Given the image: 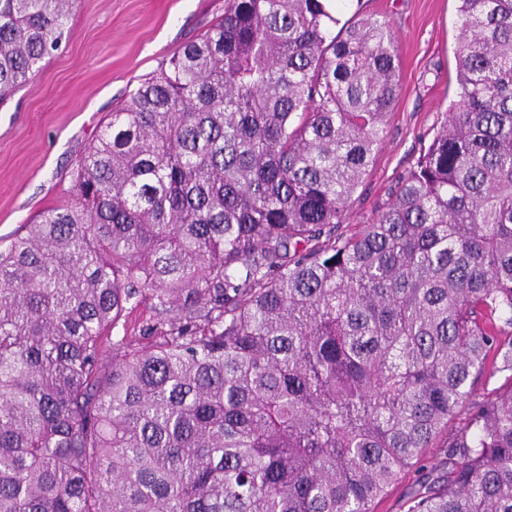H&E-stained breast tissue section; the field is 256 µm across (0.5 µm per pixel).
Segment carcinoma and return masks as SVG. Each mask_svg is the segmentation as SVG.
<instances>
[{
    "mask_svg": "<svg viewBox=\"0 0 512 512\" xmlns=\"http://www.w3.org/2000/svg\"><path fill=\"white\" fill-rule=\"evenodd\" d=\"M342 2L228 0L0 250V512H374L444 432L407 512H512V0H457L456 100L348 235L399 81ZM75 4L0 0V99ZM151 316V310L149 308V304L142 301L138 303L136 308L133 310L131 314L132 325L128 329V336H136V342L140 347H145L150 345L153 342L152 336L148 335L143 331L142 326L149 323V318ZM135 322V329L133 330V324ZM141 329V331H140Z\"/></svg>",
    "mask_w": 512,
    "mask_h": 512,
    "instance_id": "carcinoma-1",
    "label": "carcinoma"
}]
</instances>
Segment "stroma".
<instances>
[{"label": "stroma", "instance_id": "1", "mask_svg": "<svg viewBox=\"0 0 512 512\" xmlns=\"http://www.w3.org/2000/svg\"><path fill=\"white\" fill-rule=\"evenodd\" d=\"M225 0H78L58 50L0 99V249L20 225L72 199L71 171L105 117L140 80L224 16ZM389 20L400 91L381 148L341 229L372 223L429 143L456 95L457 0H346L341 20ZM442 469L440 449L410 469L376 512H406L418 484Z\"/></svg>", "mask_w": 512, "mask_h": 512}]
</instances>
